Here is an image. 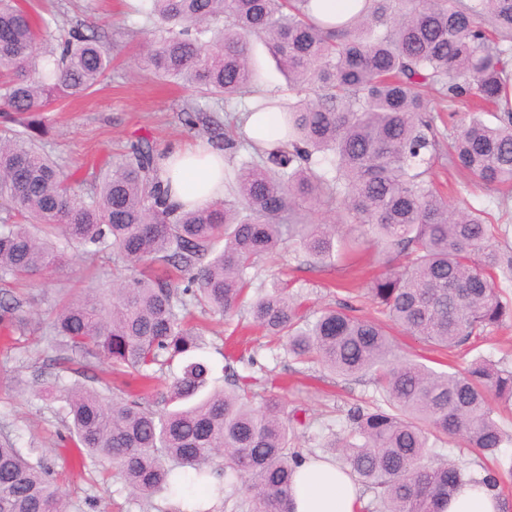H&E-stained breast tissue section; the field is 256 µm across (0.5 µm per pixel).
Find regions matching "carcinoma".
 Masks as SVG:
<instances>
[{
    "mask_svg": "<svg viewBox=\"0 0 512 512\" xmlns=\"http://www.w3.org/2000/svg\"><path fill=\"white\" fill-rule=\"evenodd\" d=\"M151 29L137 67L229 105L257 92L252 41L264 42L294 98L276 106L285 139L224 168V201L175 210L159 178L167 153L141 138L125 161L85 191L37 142L42 113L104 80L112 58L92 31L53 37L24 0H0V335L27 336L35 322L16 284L56 267L58 236L87 255L113 249L131 271L117 288H90L58 302L54 373L41 397L62 403V440L81 462L107 463L150 504L173 475L227 501L242 487L250 512H292L305 459L298 427L276 397L253 402L254 377L224 365V386L197 355L204 328L192 309L252 323L297 362L340 378L375 376L378 397L350 407L322 448L373 493L363 512H445L463 483L500 485L443 454L455 441L484 457L512 439L497 417L512 406V369L478 356L462 372L437 371L396 353L384 324L339 307L307 312L279 281L255 288L259 263L283 246L321 264L355 247L344 224L370 231L405 262L372 280L370 298L393 325L445 350L512 321V246L495 243L488 212L437 189L439 160L512 201V0H354L345 19L316 0H148ZM448 113L447 132L434 113ZM494 121L488 122L482 114ZM212 147L241 134L198 106L180 113ZM330 213L334 223L312 219ZM107 363L137 392L85 384ZM35 448L0 437V512H67L53 470Z\"/></svg>",
    "mask_w": 512,
    "mask_h": 512,
    "instance_id": "cac0c4a2",
    "label": "carcinoma"
}]
</instances>
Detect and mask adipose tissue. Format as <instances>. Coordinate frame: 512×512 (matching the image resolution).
I'll return each instance as SVG.
<instances>
[{
	"instance_id": "1",
	"label": "adipose tissue",
	"mask_w": 512,
	"mask_h": 512,
	"mask_svg": "<svg viewBox=\"0 0 512 512\" xmlns=\"http://www.w3.org/2000/svg\"><path fill=\"white\" fill-rule=\"evenodd\" d=\"M223 152L200 147L175 148L162 162L160 178L169 200L183 209L206 207L224 197ZM294 512H357L360 487L336 460L306 457L292 491ZM503 501L490 485H466L448 501L446 512H502Z\"/></svg>"
}]
</instances>
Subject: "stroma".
Returning a JSON list of instances; mask_svg holds the SVG:
<instances>
[{
    "instance_id": "1",
    "label": "stroma",
    "mask_w": 512,
    "mask_h": 512,
    "mask_svg": "<svg viewBox=\"0 0 512 512\" xmlns=\"http://www.w3.org/2000/svg\"><path fill=\"white\" fill-rule=\"evenodd\" d=\"M27 5L59 26L79 24L104 31L111 45V75L87 95L44 114L48 132L40 147L62 168L76 171L78 179L88 178L105 163L120 159L125 145L140 137L162 149L206 142V135L188 131L177 116L190 100V92L135 68L144 31L150 26L145 0H28ZM386 259V254L370 246L354 264L340 262L330 268L289 250L283 269L293 291L316 310L344 299L342 284L364 287L371 276L383 272ZM116 280L111 254L91 258L71 251L59 268L34 276L19 292L30 300L33 314L45 319L61 296L77 295L98 283ZM247 321L244 314L228 322L217 315L201 317V324L211 330L203 358L212 366L214 378L220 380L225 354L254 355L263 367L256 387L260 397L276 396L287 409L305 410L310 425L300 431L298 445L304 453L320 454L328 424L343 421L351 405L370 400L374 386L366 377L345 380L319 365L293 362L283 347L267 346L258 333L236 331V324ZM393 338L400 355L438 370L462 367L479 354L512 368V321L451 356L398 329ZM52 345L48 334L20 340L9 350L0 345V432L11 433L21 446L41 449L70 501V512H143L135 498L108 474L74 465L73 448L60 441L62 415L49 409L34 382Z\"/></svg>"
}]
</instances>
